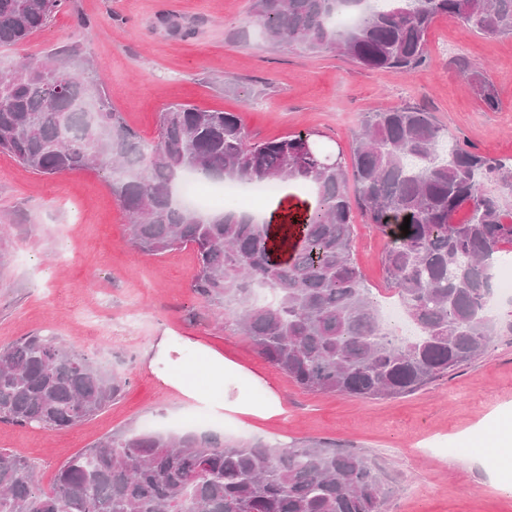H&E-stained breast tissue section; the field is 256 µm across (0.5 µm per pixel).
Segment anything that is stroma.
I'll return each mask as SVG.
<instances>
[{"label":"stroma","mask_w":512,"mask_h":512,"mask_svg":"<svg viewBox=\"0 0 512 512\" xmlns=\"http://www.w3.org/2000/svg\"><path fill=\"white\" fill-rule=\"evenodd\" d=\"M251 0H67L30 41L0 49V63L44 59L75 45L99 68L103 92L145 144L173 103L241 116L250 139L311 131L350 154L364 116L397 107L433 114L447 135L489 157L512 156V37H488L438 19L428 57L401 75L330 52L276 48L250 25ZM174 16L192 30L170 31ZM483 65L500 101L485 110L450 66ZM125 214L101 173L43 176L0 154V346L56 336L127 379L104 411L65 430L0 423V449L29 460L41 485L59 466L116 432L211 433L276 446L317 441L361 452L383 471L385 512H512L478 461L512 424V332L413 394L363 399L310 392L273 367L232 327L216 325L192 289V248L152 256L128 241ZM384 238L357 222L353 256L367 285L385 289ZM205 345L234 363L239 395L281 411L245 421L200 414L152 373L162 337Z\"/></svg>","instance_id":"stroma-1"}]
</instances>
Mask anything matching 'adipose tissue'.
Returning <instances> with one entry per match:
<instances>
[{
    "label": "adipose tissue",
    "instance_id": "1",
    "mask_svg": "<svg viewBox=\"0 0 512 512\" xmlns=\"http://www.w3.org/2000/svg\"><path fill=\"white\" fill-rule=\"evenodd\" d=\"M193 361L206 368L209 374L208 384L198 383L189 373L188 365ZM150 366L165 387L178 391L191 401L210 407L216 413H257L268 418L280 411V401L275 393H268L267 403L260 409L235 396L225 379L231 368L230 362L205 346L190 342L179 346L170 337H163L156 346Z\"/></svg>",
    "mask_w": 512,
    "mask_h": 512
}]
</instances>
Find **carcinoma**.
I'll list each match as a JSON object with an SVG mask.
<instances>
[{"mask_svg":"<svg viewBox=\"0 0 512 512\" xmlns=\"http://www.w3.org/2000/svg\"><path fill=\"white\" fill-rule=\"evenodd\" d=\"M64 2L0 0V48L27 42ZM440 17L512 35V0H252L249 23L277 47L337 50L365 69L407 74L425 63ZM456 66L497 110L480 67L465 58ZM0 153L40 175L99 167L129 242L150 255L193 248L195 294L307 391L397 398L473 361L500 335L491 297L496 262L512 253L503 205L512 158L447 138L429 112L369 113L347 162L313 133L252 142L238 115L183 103L161 112L158 140L146 146L112 111L91 62L46 61L0 68ZM187 173L311 185L316 204L278 224L230 206L204 215L174 200ZM356 207L386 241L388 291L410 336L383 323L354 261ZM463 208L467 218L455 220ZM126 384L54 336H25L0 347V422L68 429ZM382 484L366 456L320 442L112 434L63 464L47 488L26 459L0 449V512H383Z\"/></svg>","mask_w":512,"mask_h":512,"instance_id":"obj_1","label":"carcinoma"}]
</instances>
